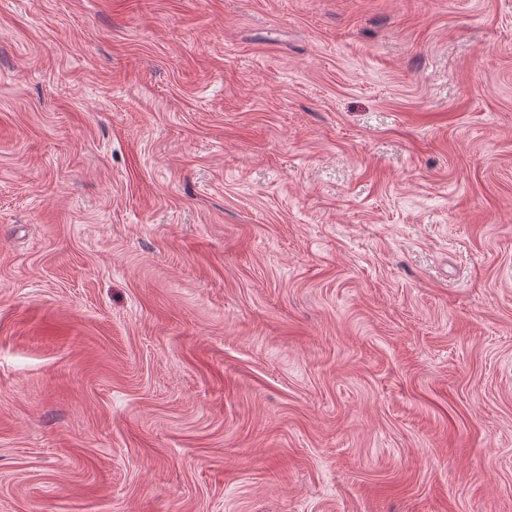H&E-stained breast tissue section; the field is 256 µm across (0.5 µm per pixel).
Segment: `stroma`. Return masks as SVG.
Masks as SVG:
<instances>
[{"instance_id":"1","label":"stroma","mask_w":512,"mask_h":512,"mask_svg":"<svg viewBox=\"0 0 512 512\" xmlns=\"http://www.w3.org/2000/svg\"><path fill=\"white\" fill-rule=\"evenodd\" d=\"M0 512H512V0H0Z\"/></svg>"}]
</instances>
